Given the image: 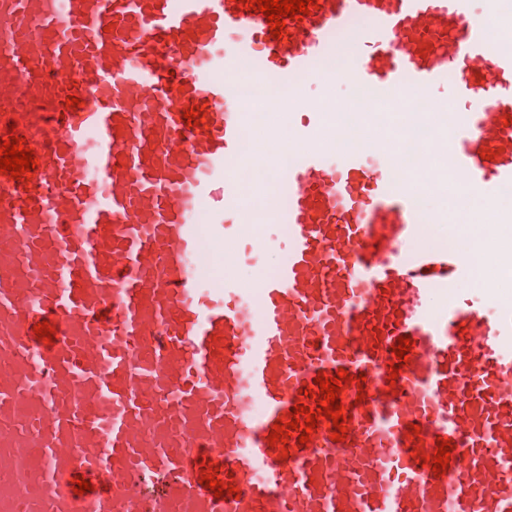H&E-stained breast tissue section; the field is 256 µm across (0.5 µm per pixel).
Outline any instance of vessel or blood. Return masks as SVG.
<instances>
[{
    "label": "vessel or blood",
    "instance_id": "vessel-or-blood-1",
    "mask_svg": "<svg viewBox=\"0 0 512 512\" xmlns=\"http://www.w3.org/2000/svg\"><path fill=\"white\" fill-rule=\"evenodd\" d=\"M317 4L276 39L241 0H0V142L38 160L0 174V512H512V304L492 280L462 288L469 251L426 242L448 215L418 206L512 185L498 0ZM245 61L298 145L247 187ZM339 80L381 113L439 87L463 101L436 115L426 175L398 173L381 132L337 150L301 84ZM264 224L285 227L287 261ZM471 232L512 264L503 225ZM204 240L274 271L202 287ZM342 370L345 439L324 417L271 446ZM441 438L438 476L423 459Z\"/></svg>",
    "mask_w": 512,
    "mask_h": 512
}]
</instances>
